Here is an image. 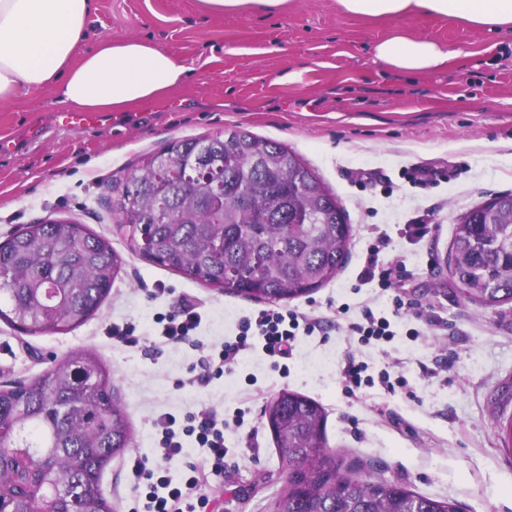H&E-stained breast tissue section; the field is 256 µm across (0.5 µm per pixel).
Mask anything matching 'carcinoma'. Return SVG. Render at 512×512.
Listing matches in <instances>:
<instances>
[{
  "label": "carcinoma",
  "instance_id": "carcinoma-1",
  "mask_svg": "<svg viewBox=\"0 0 512 512\" xmlns=\"http://www.w3.org/2000/svg\"><path fill=\"white\" fill-rule=\"evenodd\" d=\"M204 144L206 164L223 165L224 196L246 192L245 207L211 208L212 186L185 182L180 169ZM169 202L158 222L155 203ZM126 245L204 286L276 303L331 282L349 254L352 225L338 198L294 151L240 127L202 140H175L121 183L112 199ZM512 193L462 213L449 272L469 301L512 304ZM123 265L112 239L67 219L26 225L0 244V321L26 334L67 333L109 296ZM268 426L286 464L287 486L274 512H459L406 485L354 479L325 452L326 411L282 390L266 405ZM131 444V426L110 373L77 350L40 376L0 388V512H114L100 476Z\"/></svg>",
  "mask_w": 512,
  "mask_h": 512
}]
</instances>
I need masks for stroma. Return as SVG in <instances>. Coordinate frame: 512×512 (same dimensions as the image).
Listing matches in <instances>:
<instances>
[{"label": "stroma", "instance_id": "obj_1", "mask_svg": "<svg viewBox=\"0 0 512 512\" xmlns=\"http://www.w3.org/2000/svg\"><path fill=\"white\" fill-rule=\"evenodd\" d=\"M95 4L83 46L156 42L189 74L173 93L132 112H104L102 126L79 131L50 129L66 106L47 87L0 106V137L22 144L0 154V243L23 225L66 218L111 238L123 258L109 297L73 331L27 335L0 321V387L37 377L75 350L103 360L132 429L130 448L100 477L115 512L135 504L134 463L158 460L154 419L200 408L223 417L227 450L223 481L205 490L207 512H272L286 469L263 411L284 389L325 408L326 451L343 459L348 476L400 481L455 500L461 512H512V454L497 427L498 417L512 416V304L471 303L446 264L456 216L512 192V29L363 19L340 12L336 0L224 15L204 12L198 0ZM399 29L462 56L426 73L392 70L375 61L373 48ZM233 126L299 154L341 201L353 236L335 279L285 303L325 319L323 334L296 342L287 374L247 351L235 371L203 384L202 347L234 339L240 318L264 305L131 252L112 198L132 169L169 142ZM416 167L434 171V181H409ZM407 224L431 231L412 239ZM375 243L381 262L403 269L386 292L359 281ZM396 295L405 307L392 320L391 341L366 345L336 323L341 303L367 301L386 312ZM185 300L203 316L191 341L155 342V316ZM116 324L134 325L136 342L112 339ZM351 359L407 385L347 394L342 371ZM239 408L245 416L237 424Z\"/></svg>", "mask_w": 512, "mask_h": 512}]
</instances>
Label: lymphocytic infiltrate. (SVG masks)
<instances>
[{"instance_id": "1", "label": "lymphocytic infiltrate", "mask_w": 512, "mask_h": 512, "mask_svg": "<svg viewBox=\"0 0 512 512\" xmlns=\"http://www.w3.org/2000/svg\"><path fill=\"white\" fill-rule=\"evenodd\" d=\"M202 319L194 304L183 303L177 310L156 317L158 338L165 343L188 341ZM323 323V317L311 312L261 310L241 318L235 339L225 342L219 351L204 355L202 365L208 376H223L233 371L243 352L257 344L268 357L284 361L291 355L298 337L314 335L322 330ZM153 426L160 462L150 468L140 461L132 469L134 483L146 488L145 512H196L194 492L224 473V421L214 412L202 409L185 414L163 413L154 419ZM188 437L204 449L205 468L184 462V440Z\"/></svg>"}]
</instances>
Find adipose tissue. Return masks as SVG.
<instances>
[{
    "label": "adipose tissue",
    "instance_id": "ef3b65f1",
    "mask_svg": "<svg viewBox=\"0 0 512 512\" xmlns=\"http://www.w3.org/2000/svg\"><path fill=\"white\" fill-rule=\"evenodd\" d=\"M344 14L368 18L434 17L491 30L512 27V0H336ZM93 0H0V104L53 88L80 109L125 111L180 86L186 68L167 50L141 39L100 41L83 54ZM455 51L397 31L374 46V59L406 72L440 68Z\"/></svg>",
    "mask_w": 512,
    "mask_h": 512
}]
</instances>
